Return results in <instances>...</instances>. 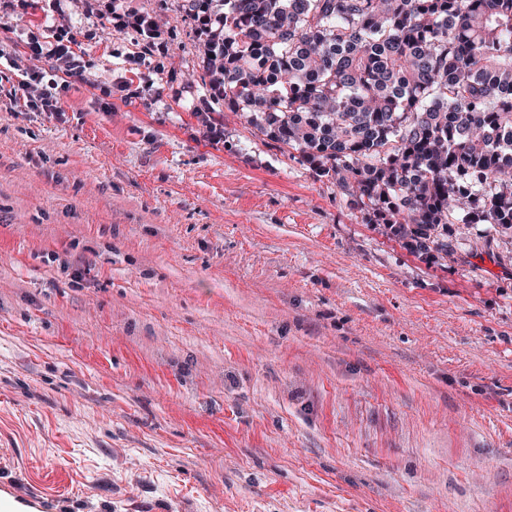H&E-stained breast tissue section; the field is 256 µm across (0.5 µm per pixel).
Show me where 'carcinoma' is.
I'll use <instances>...</instances> for the list:
<instances>
[{"label": "carcinoma", "mask_w": 512, "mask_h": 512, "mask_svg": "<svg viewBox=\"0 0 512 512\" xmlns=\"http://www.w3.org/2000/svg\"><path fill=\"white\" fill-rule=\"evenodd\" d=\"M209 87L417 252L512 228V0H192Z\"/></svg>", "instance_id": "carcinoma-1"}]
</instances>
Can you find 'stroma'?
Listing matches in <instances>:
<instances>
[{"label":"stroma","mask_w":512,"mask_h":512,"mask_svg":"<svg viewBox=\"0 0 512 512\" xmlns=\"http://www.w3.org/2000/svg\"><path fill=\"white\" fill-rule=\"evenodd\" d=\"M59 33L86 69L25 110ZM206 39L185 0H0V495L512 512V230L411 253L211 96ZM63 37H56L55 42L41 43L38 40L28 42L29 55L27 60L32 64L26 69L29 72V79L18 84L14 93L22 98L27 107H41L45 112H59L58 101L52 91L55 81L43 83L44 68L34 62L48 63L51 71L71 76L81 75L83 71L82 55L78 54L72 47L75 43ZM27 72V74H28Z\"/></svg>","instance_id":"1"}]
</instances>
